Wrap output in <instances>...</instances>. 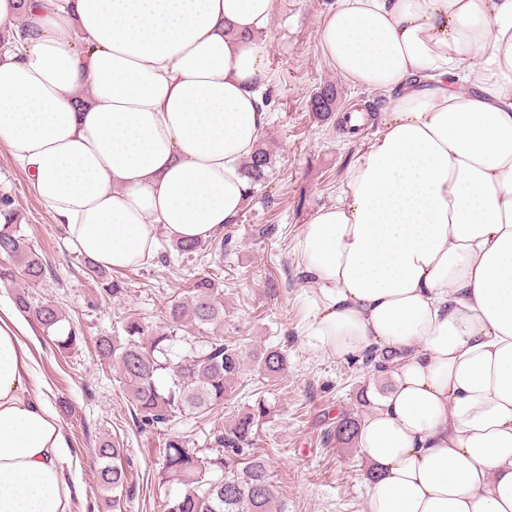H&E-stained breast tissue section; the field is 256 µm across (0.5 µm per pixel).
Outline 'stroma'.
I'll use <instances>...</instances> for the list:
<instances>
[{
    "mask_svg": "<svg viewBox=\"0 0 512 512\" xmlns=\"http://www.w3.org/2000/svg\"><path fill=\"white\" fill-rule=\"evenodd\" d=\"M335 3L275 0L263 35L272 103L259 141L275 159L266 187L273 203L247 202L238 223L224 228L229 245L223 257L175 258L166 266L155 259L122 270L127 295L97 301V286L86 278L81 254L0 142V190L14 197L26 235L55 272L31 295L37 302H58L84 336L75 348L60 350L31 315L23 317L30 325L33 384L42 387L51 405L62 400L69 405L61 416L69 448L59 464L73 490L72 512H112L98 490L100 462L93 453L108 436L123 441L134 473L122 512H163L167 497L178 492L177 484H160L156 439L134 426L131 405L113 371L101 364L94 339L114 333L120 315L160 324V312L173 292L188 290L201 272L224 288L225 335L234 337L246 354L260 346L282 347L288 374L270 381L249 373L244 388L226 398L223 408L207 420L176 424V431L193 432L198 444H205L248 405L265 399L273 415L257 444L268 455L276 496L287 512H369L368 463L358 448L337 446L334 437L339 416L362 418L370 412L367 394L378 391L379 384L361 358L326 354L307 336L314 285L295 251L305 224L319 208L335 202L361 143L376 131L371 122L359 134L343 133L339 117L365 103L377 110L383 106L376 94L338 75L323 55L320 29ZM327 82L336 86V108L332 118L324 119L311 112L309 100ZM259 224L275 225V234L255 237Z\"/></svg>",
    "mask_w": 512,
    "mask_h": 512,
    "instance_id": "1",
    "label": "stroma"
}]
</instances>
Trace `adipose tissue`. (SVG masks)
I'll return each instance as SVG.
<instances>
[{
  "label": "adipose tissue",
  "instance_id": "ef3b65f1",
  "mask_svg": "<svg viewBox=\"0 0 512 512\" xmlns=\"http://www.w3.org/2000/svg\"><path fill=\"white\" fill-rule=\"evenodd\" d=\"M274 0H0V141L82 255L120 271L159 235L241 213L267 119ZM325 58L383 97L298 243L310 334L395 354L362 420L369 512H512V0H337ZM0 318V512H71L62 420Z\"/></svg>",
  "mask_w": 512,
  "mask_h": 512
}]
</instances>
